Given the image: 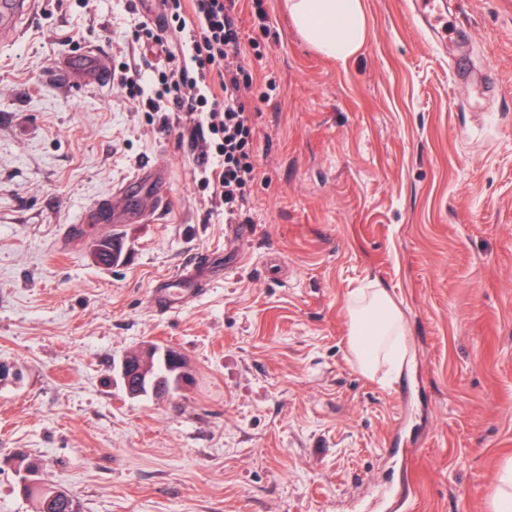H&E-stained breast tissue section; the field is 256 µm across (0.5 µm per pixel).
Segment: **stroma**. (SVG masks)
<instances>
[{
  "label": "stroma",
  "instance_id": "obj_1",
  "mask_svg": "<svg viewBox=\"0 0 512 512\" xmlns=\"http://www.w3.org/2000/svg\"><path fill=\"white\" fill-rule=\"evenodd\" d=\"M408 0H363L364 47L338 63L284 0H245L253 81L252 237L237 244L198 183L182 116L162 131L118 84L55 63L111 53L125 0H61L0 43V512H36V463L78 512H492L512 460V0H446L435 42ZM153 221L56 244L81 209L148 164ZM124 240V260L93 244ZM224 263L178 311L156 280ZM381 284L413 358L390 382L348 349L347 301ZM149 343L191 382L129 398L117 365ZM56 76L65 79H82L102 85L109 79L108 62L104 54L96 49L86 50L77 59H61L54 66ZM169 178L165 171L151 166L141 169L124 186V197L137 199L144 194L152 196L155 202L154 213L162 211L168 199ZM117 239L112 237H103L96 241L93 256L101 265L114 266L121 262L123 257V247L118 248ZM105 248V249H103ZM170 279H159L150 291V306L159 312H170L181 306L182 294L185 291L198 292L200 288L171 289Z\"/></svg>",
  "mask_w": 512,
  "mask_h": 512
}]
</instances>
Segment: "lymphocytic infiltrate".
Segmentation results:
<instances>
[{
    "instance_id": "lymphocytic-infiltrate-1",
    "label": "lymphocytic infiltrate",
    "mask_w": 512,
    "mask_h": 512,
    "mask_svg": "<svg viewBox=\"0 0 512 512\" xmlns=\"http://www.w3.org/2000/svg\"><path fill=\"white\" fill-rule=\"evenodd\" d=\"M158 22L136 24L135 44L164 53L165 67L119 63L112 77L142 112H180L193 118L190 137L200 153L201 186L225 223H239L256 177L257 115L246 106L251 84L237 59L243 35L240 0H159Z\"/></svg>"
}]
</instances>
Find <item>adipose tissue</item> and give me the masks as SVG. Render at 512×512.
<instances>
[{
    "instance_id": "obj_1",
    "label": "adipose tissue",
    "mask_w": 512,
    "mask_h": 512,
    "mask_svg": "<svg viewBox=\"0 0 512 512\" xmlns=\"http://www.w3.org/2000/svg\"><path fill=\"white\" fill-rule=\"evenodd\" d=\"M288 12L304 39L338 62L356 55L367 39L362 0H288ZM349 318V350L364 374H375L383 362L403 370L406 328L387 289L373 282L352 292Z\"/></svg>"
}]
</instances>
